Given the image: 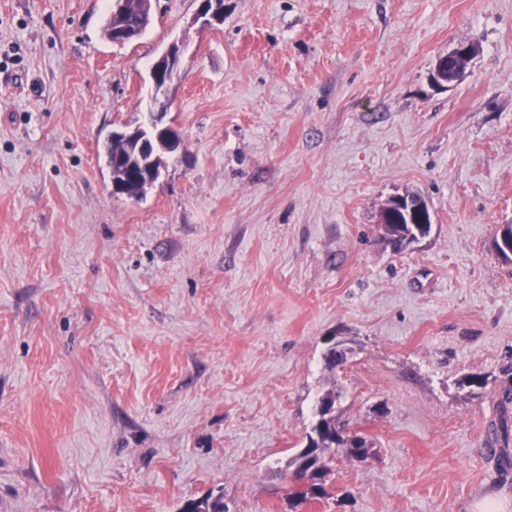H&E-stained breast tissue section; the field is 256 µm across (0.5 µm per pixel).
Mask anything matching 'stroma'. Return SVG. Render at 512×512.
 <instances>
[{"label": "stroma", "mask_w": 512, "mask_h": 512, "mask_svg": "<svg viewBox=\"0 0 512 512\" xmlns=\"http://www.w3.org/2000/svg\"><path fill=\"white\" fill-rule=\"evenodd\" d=\"M0 0V512H512L490 431L512 381V0ZM180 148L140 200L102 146L152 108ZM462 41L479 52L444 88ZM429 205L397 251L380 211ZM340 341L347 358L329 371ZM487 377L485 388L461 386ZM371 456L329 499L283 474L318 399ZM126 0H112L110 19L115 18L118 22L111 28L107 19L106 25L103 29V36L108 41L123 45L138 39L142 33L141 25H130L123 22L122 19L126 13ZM113 39V41H112ZM224 16V0H202L200 8L192 19L193 24L212 25L213 21H221ZM181 45L172 42L168 48L153 62L149 71L154 100L159 96L167 97L171 86V79H174L179 64ZM165 72L164 80L161 75ZM179 512H229L224 502V494L210 492L201 499L187 501Z\"/></svg>", "instance_id": "obj_1"}]
</instances>
